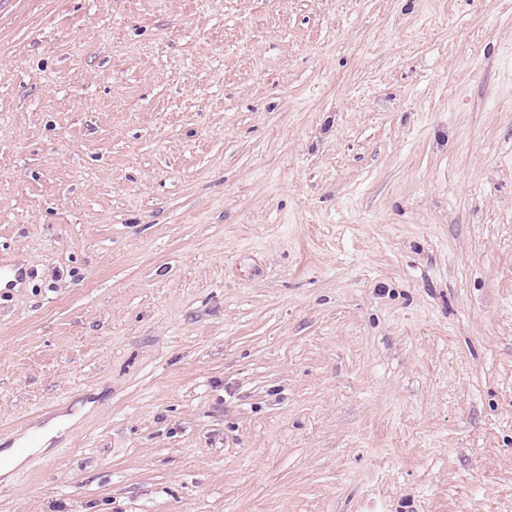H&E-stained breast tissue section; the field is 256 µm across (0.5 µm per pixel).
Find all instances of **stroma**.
<instances>
[{
	"label": "stroma",
	"instance_id": "obj_1",
	"mask_svg": "<svg viewBox=\"0 0 512 512\" xmlns=\"http://www.w3.org/2000/svg\"><path fill=\"white\" fill-rule=\"evenodd\" d=\"M0 512H512V0H0Z\"/></svg>",
	"mask_w": 512,
	"mask_h": 512
}]
</instances>
